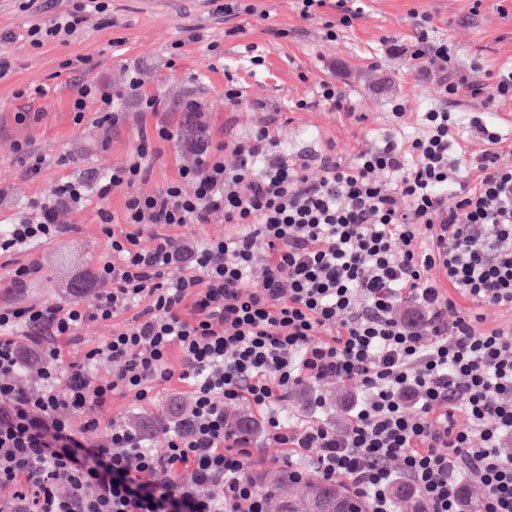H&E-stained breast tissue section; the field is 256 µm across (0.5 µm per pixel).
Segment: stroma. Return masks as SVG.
Segmentation results:
<instances>
[{"label": "stroma", "mask_w": 512, "mask_h": 512, "mask_svg": "<svg viewBox=\"0 0 512 512\" xmlns=\"http://www.w3.org/2000/svg\"><path fill=\"white\" fill-rule=\"evenodd\" d=\"M21 0H0V54L12 64L0 81V230H7L55 184L75 179L90 184L126 163L138 145L140 130H154L164 121L169 140L154 139L150 174L139 184L155 192L176 179L189 162V134L182 105L192 101L205 114L207 135L219 144L276 118L277 136L294 156L331 154L349 162L362 151L381 146L398 132L416 134L420 112L436 98L447 74L426 60H413L414 14L430 16L434 35L453 44L459 74L484 81L512 65V0H361L364 12L336 41L324 38V24L339 17L334 5L313 19L299 16L293 0H254V14L218 12L214 0H110V11L87 16L80 31L66 43L36 47L26 37L29 26L49 22L62 12L80 11L86 0H39L20 10ZM196 34L188 42V34ZM185 47H178V40ZM258 45L265 65L254 71L244 62L245 48ZM90 59L82 71L69 62ZM144 79L141 92L157 97L160 115L142 111L137 98L126 96L131 72ZM233 75L246 97L233 106L224 101L226 75ZM118 93L119 120L100 124L96 113L75 123L72 103L85 81ZM334 82L349 111L317 105L297 108L310 98L319 81ZM404 115L393 118L395 104ZM452 112H485L507 136L501 158L512 165V102L459 95L448 99ZM29 112L26 122L17 113ZM26 154H16L14 144ZM38 174H30L33 158ZM113 215L114 229H125L123 195L91 196L84 207L63 213L64 233L53 241L16 253L17 261L35 264L25 291L0 290V303L19 305L57 302L73 296L93 306L97 287L91 279L110 253L101 212ZM85 284L74 294L75 283ZM185 387L161 390L154 406L141 409L130 399L112 403V418L141 424L152 447H165L168 424L176 408L187 404Z\"/></svg>", "instance_id": "1"}]
</instances>
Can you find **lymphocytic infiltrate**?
I'll list each match as a JSON object with an SVG mask.
<instances>
[{"mask_svg": "<svg viewBox=\"0 0 512 512\" xmlns=\"http://www.w3.org/2000/svg\"><path fill=\"white\" fill-rule=\"evenodd\" d=\"M462 92L511 101L512 70L491 85L442 82L416 136L323 158L315 177L264 123L215 147L194 141L195 164L142 194L151 139L172 132L140 134L97 190L122 192L128 229L94 275L96 304L0 305V486L14 489L0 512H268L229 402L259 413L290 479L309 459L367 512H396L399 480L427 512H462L465 478L486 490L478 512H512V330L475 326L477 307L512 308V167L498 126L481 113L460 124L444 106ZM463 133L481 155L464 159ZM87 200L82 182L54 185L0 235V256L56 238L58 207ZM217 214L223 237L201 235ZM90 322L112 323L111 336L64 363L59 339ZM28 355L39 383L25 389L12 378ZM329 378L363 392L344 429L284 417L290 393ZM175 381L191 407L166 447L110 419L115 398L147 405Z\"/></svg>", "mask_w": 512, "mask_h": 512, "instance_id": "f902f5d3", "label": "lymphocytic infiltrate"}]
</instances>
